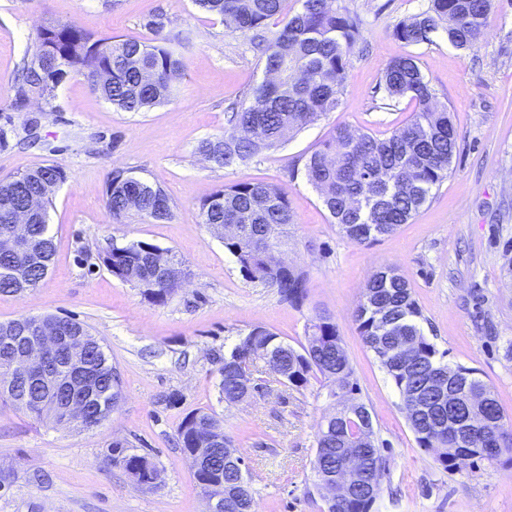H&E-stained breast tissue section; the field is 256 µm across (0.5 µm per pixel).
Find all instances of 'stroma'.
Listing matches in <instances>:
<instances>
[{
	"label": "stroma",
	"mask_w": 512,
	"mask_h": 512,
	"mask_svg": "<svg viewBox=\"0 0 512 512\" xmlns=\"http://www.w3.org/2000/svg\"><path fill=\"white\" fill-rule=\"evenodd\" d=\"M356 13L368 44L354 50L339 108L261 150L234 170L201 162L197 146L228 130L231 105H248L264 78L249 35L226 27L193 0H0V181L56 164L66 178L49 208L54 256L38 288L0 294V322L22 316L71 317L101 339L120 375L123 398L98 428L58 426L0 405V512H206L189 459L175 445L179 424L198 410L224 421L247 464L254 512H322L312 494L316 433L328 402L322 379L293 390L277 383L264 358L253 363L261 389L229 405L219 398L218 356L256 326L299 346L316 314L332 317L361 396L372 413L388 471L371 512H512V465L479 462L451 473L418 446L401 398L363 342L354 315L369 278L392 265L410 283L428 338L449 365L476 369L512 418V0H494L473 49L439 39L407 46L394 26L428 0H336ZM189 32L184 71L168 102L124 112L80 74L51 97L18 101L21 67L40 28L53 21L97 38L153 42ZM410 54L457 132L447 180L427 204L388 236L358 244L339 233L296 165L332 127L386 137L417 108L385 105L376 88L388 62ZM128 171L160 186L169 221L129 211L113 221L106 207L112 176ZM264 181L282 188L295 222L285 254L307 272L296 307L247 281L221 239L203 224L199 204L222 186ZM133 241L171 250L184 282L165 303L112 276L105 251ZM148 454L158 481L138 487L111 460L113 442Z\"/></svg>",
	"instance_id": "1"
}]
</instances>
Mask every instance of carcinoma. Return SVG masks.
<instances>
[{
	"instance_id": "1",
	"label": "carcinoma",
	"mask_w": 512,
	"mask_h": 512,
	"mask_svg": "<svg viewBox=\"0 0 512 512\" xmlns=\"http://www.w3.org/2000/svg\"><path fill=\"white\" fill-rule=\"evenodd\" d=\"M210 13L223 17L233 30L253 34L254 44L264 58V70L275 74V82L252 88L253 102L233 113V128L200 142L198 150L211 156L212 164L234 170L249 162L260 150L278 146L288 134L336 111L344 92L350 55L363 41L360 20L336 0H303L302 11L291 13L288 0H194ZM494 0H429L425 10L399 21L393 36L405 45L433 43L444 38L459 49L474 48L488 24ZM281 24L271 40L265 36L270 20ZM169 38L153 43L136 38L96 39L67 23L41 28L31 58L23 61V81L18 97L49 96L70 73L90 79L101 96L124 112H143L164 103L172 85L182 75L183 62L167 46ZM383 99L397 103L410 98L417 110L401 127L385 138L356 133L339 125L329 133L303 165L308 182L317 191L332 223L347 239L365 243L395 232L432 198L433 190L448 179L457 145V131L448 103L438 99L416 57L401 55L385 68L378 86ZM64 170L55 164L0 182V237L9 217L34 195L42 205L29 220L31 253L0 250V294H12L39 286L45 266L35 260L52 261L54 248L49 232L50 195L44 184L63 182ZM107 209L113 219L128 210V198H138L136 210L156 222L171 219L172 207L165 191L123 172L113 176L107 188ZM202 223L240 224L239 235L224 238V249L235 259L243 276L267 288L294 306L307 298V273L300 266L279 267L266 256L269 245L288 247L290 225L295 223L288 195L263 182L241 181L226 185L203 200ZM104 263L112 275L139 288L149 301L161 304L179 287L173 271H181L182 260L170 250L144 241H133L106 253ZM26 267V280L14 279L17 267ZM369 293L355 312V322L366 346L373 352L398 390L403 410L419 447L430 453L444 469L456 473L477 461L495 462L508 456L512 462V422L504 421L501 405L492 389L477 376V370L443 361L444 354L424 334L422 312L413 298L409 281L391 266L376 271L367 284ZM90 351L88 369L99 388L106 414L113 410L112 395H121L119 374L108 362L101 340ZM262 347L278 360L280 381L304 387L319 375L330 386L357 394L354 370L336 324L319 315L307 326L306 343L296 349L273 331L257 326L239 338L219 359V389L227 403L242 395L236 368L252 359ZM470 383L471 391L484 398L477 405L463 406L453 418L438 403L434 385L448 374ZM6 352L0 347V402L31 416L58 422L54 407H24L17 403L10 386ZM317 430L315 464L323 473L344 471L347 449L364 448L367 435H375L373 420L363 400L357 410L344 411L329 405ZM214 438L213 448H231L224 423L213 411L198 410L177 429L180 448L198 447V435ZM477 448H494L496 453L476 456ZM225 454L215 453L218 473L224 475V512H247L253 500L250 479L239 487L234 473L224 474ZM125 470L138 473L148 482L160 476L156 465L134 458ZM386 471L380 448L368 457L363 475L352 482L347 494L327 502L324 512H370Z\"/></svg>"
}]
</instances>
